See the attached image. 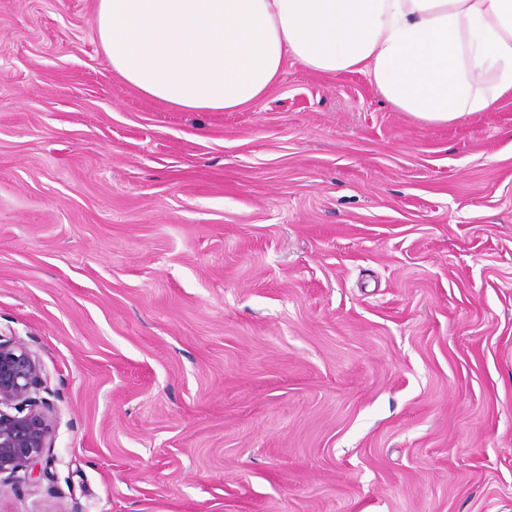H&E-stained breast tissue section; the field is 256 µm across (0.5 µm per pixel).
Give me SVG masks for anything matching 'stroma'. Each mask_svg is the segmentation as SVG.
Listing matches in <instances>:
<instances>
[{
	"label": "stroma",
	"instance_id": "1",
	"mask_svg": "<svg viewBox=\"0 0 512 512\" xmlns=\"http://www.w3.org/2000/svg\"><path fill=\"white\" fill-rule=\"evenodd\" d=\"M96 7L0 0V332L54 406L0 512H512V94L289 62L182 112Z\"/></svg>",
	"mask_w": 512,
	"mask_h": 512
}]
</instances>
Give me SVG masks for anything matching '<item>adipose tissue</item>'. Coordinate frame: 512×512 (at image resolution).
I'll return each instance as SVG.
<instances>
[{
    "label": "adipose tissue",
    "mask_w": 512,
    "mask_h": 512,
    "mask_svg": "<svg viewBox=\"0 0 512 512\" xmlns=\"http://www.w3.org/2000/svg\"><path fill=\"white\" fill-rule=\"evenodd\" d=\"M95 24L113 72L184 112L258 103L289 59L429 123L512 93V0H98Z\"/></svg>",
    "instance_id": "obj_1"
}]
</instances>
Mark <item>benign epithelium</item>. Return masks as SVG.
Returning <instances> with one entry per match:
<instances>
[{"label": "benign epithelium", "mask_w": 512, "mask_h": 512, "mask_svg": "<svg viewBox=\"0 0 512 512\" xmlns=\"http://www.w3.org/2000/svg\"><path fill=\"white\" fill-rule=\"evenodd\" d=\"M41 389L39 359L19 337L0 334V475L23 471L36 478L51 447L53 405Z\"/></svg>", "instance_id": "benign-epithelium-1"}]
</instances>
